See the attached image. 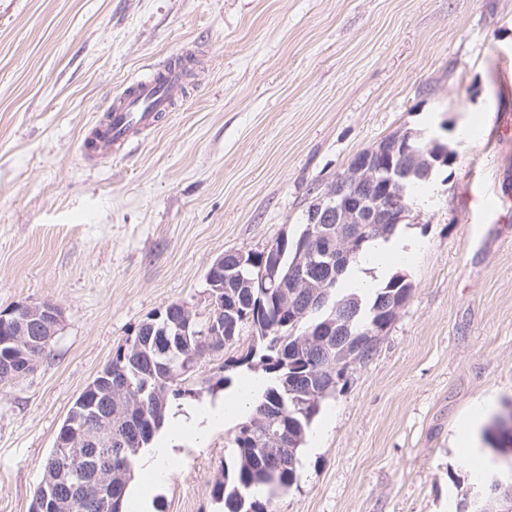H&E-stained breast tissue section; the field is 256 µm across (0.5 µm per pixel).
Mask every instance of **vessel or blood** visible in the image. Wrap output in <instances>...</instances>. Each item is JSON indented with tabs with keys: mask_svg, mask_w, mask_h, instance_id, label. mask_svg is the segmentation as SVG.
I'll list each match as a JSON object with an SVG mask.
<instances>
[{
	"mask_svg": "<svg viewBox=\"0 0 512 512\" xmlns=\"http://www.w3.org/2000/svg\"><path fill=\"white\" fill-rule=\"evenodd\" d=\"M186 76L176 67L132 81L109 109L106 122L84 138L103 156L126 150L144 131L158 126L180 96Z\"/></svg>",
	"mask_w": 512,
	"mask_h": 512,
	"instance_id": "1",
	"label": "vessel or blood"
}]
</instances>
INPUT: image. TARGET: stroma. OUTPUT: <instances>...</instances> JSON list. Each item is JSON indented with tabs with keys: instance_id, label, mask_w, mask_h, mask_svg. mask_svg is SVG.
<instances>
[{
	"instance_id": "1",
	"label": "stroma",
	"mask_w": 512,
	"mask_h": 512,
	"mask_svg": "<svg viewBox=\"0 0 512 512\" xmlns=\"http://www.w3.org/2000/svg\"><path fill=\"white\" fill-rule=\"evenodd\" d=\"M186 55L156 129L84 155L119 88ZM404 131L454 153L398 230L410 296L323 402L276 512H456L507 469L481 434L512 401V0H0V312L62 311L0 386V512H29L73 401L142 321L206 315L218 256L298 235L358 153ZM252 343L201 362L197 402L223 407L224 361ZM478 408L471 457L458 427ZM233 432L182 446L151 512H218Z\"/></svg>"
}]
</instances>
